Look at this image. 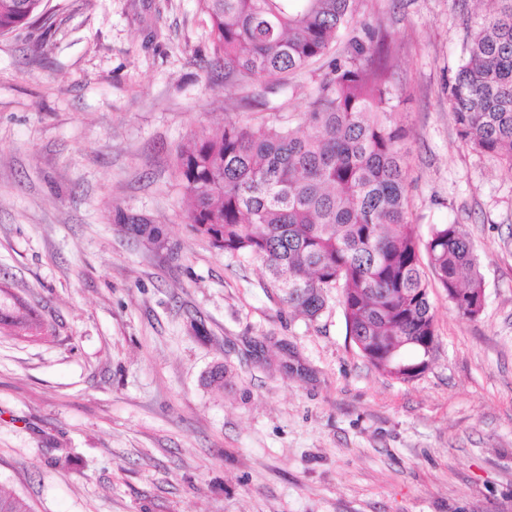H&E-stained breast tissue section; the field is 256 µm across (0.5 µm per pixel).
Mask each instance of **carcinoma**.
Segmentation results:
<instances>
[{"instance_id": "cac0c4a2", "label": "carcinoma", "mask_w": 512, "mask_h": 512, "mask_svg": "<svg viewBox=\"0 0 512 512\" xmlns=\"http://www.w3.org/2000/svg\"><path fill=\"white\" fill-rule=\"evenodd\" d=\"M46 0H0V36L47 19ZM359 0H198L224 78L288 79L341 54L306 111L273 113L201 132L176 157L190 200L187 223L224 253L262 262L282 305L310 321L341 290L347 335L377 371L408 381L400 365L437 352L429 267L459 314L483 310L484 283L459 225L419 237L409 219L402 129L393 93L373 67L382 32L354 20ZM469 31L467 56L448 82L463 144L512 172V0ZM41 336L44 323L0 286V333ZM0 512H30L0 493Z\"/></svg>"}]
</instances>
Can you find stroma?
<instances>
[{
    "mask_svg": "<svg viewBox=\"0 0 512 512\" xmlns=\"http://www.w3.org/2000/svg\"><path fill=\"white\" fill-rule=\"evenodd\" d=\"M49 5L0 37V283L49 329L0 334V489L31 512H512V175L448 103L487 0L359 4L386 36L410 220L460 224L485 286L473 319L432 288L438 351L409 383L361 357L339 290L309 321L185 220L178 146L304 111L328 60L244 90L196 0Z\"/></svg>",
    "mask_w": 512,
    "mask_h": 512,
    "instance_id": "stroma-1",
    "label": "stroma"
}]
</instances>
